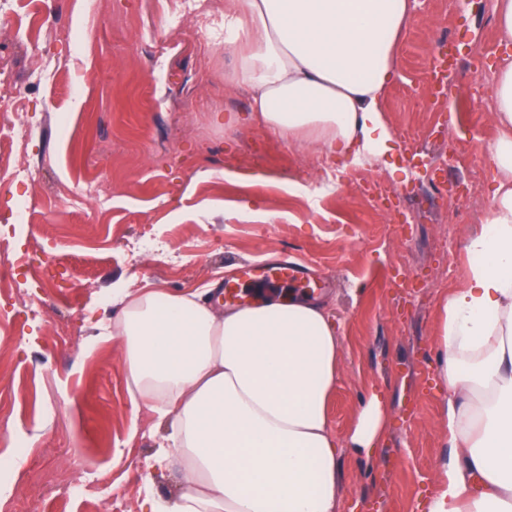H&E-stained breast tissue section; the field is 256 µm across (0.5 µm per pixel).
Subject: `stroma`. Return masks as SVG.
Masks as SVG:
<instances>
[{
    "mask_svg": "<svg viewBox=\"0 0 512 512\" xmlns=\"http://www.w3.org/2000/svg\"><path fill=\"white\" fill-rule=\"evenodd\" d=\"M418 0L396 55L384 161L337 177V155L248 121L229 82L232 0H0V502L25 512H142L175 498L182 467L153 468L169 419L132 399L112 289L133 281L189 291L241 265L291 255L300 288L329 302L344 364L331 426L350 436L360 401L383 392L388 428L371 453L345 449L344 512H424L439 488L446 394L437 374L438 306L466 282L465 246L498 178L475 148L499 136L491 97L457 124L462 160L444 182L443 120L426 81L436 42L489 71L501 46L486 0Z\"/></svg>",
    "mask_w": 512,
    "mask_h": 512,
    "instance_id": "stroma-1",
    "label": "stroma"
}]
</instances>
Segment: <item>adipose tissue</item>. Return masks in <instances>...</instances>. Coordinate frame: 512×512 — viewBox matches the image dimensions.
Listing matches in <instances>:
<instances>
[{
	"instance_id": "1",
	"label": "adipose tissue",
	"mask_w": 512,
	"mask_h": 512,
	"mask_svg": "<svg viewBox=\"0 0 512 512\" xmlns=\"http://www.w3.org/2000/svg\"><path fill=\"white\" fill-rule=\"evenodd\" d=\"M413 0H243L224 30L240 60L230 80L252 118L328 153L385 155V99ZM502 130L490 153L493 205L465 247L468 275L440 309L439 374L448 450L427 512H512V62L492 82ZM207 288L117 287L113 335L125 341L136 390L171 417L170 447L187 488L149 512H343L344 447L371 451L386 430L379 394L361 405L348 441L329 399L341 375L342 332L327 303L271 291L224 311Z\"/></svg>"
}]
</instances>
